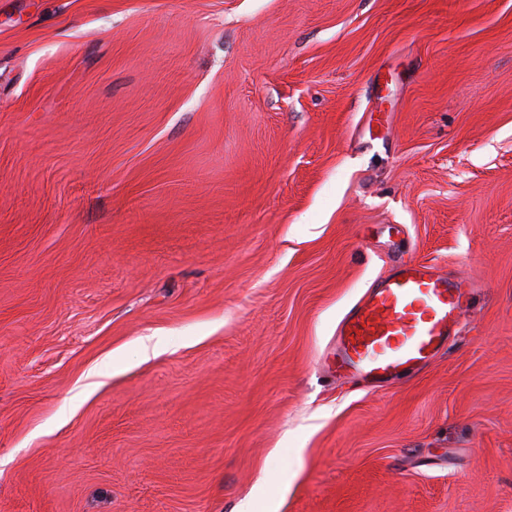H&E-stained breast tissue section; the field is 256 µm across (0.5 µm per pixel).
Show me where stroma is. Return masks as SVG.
I'll return each mask as SVG.
<instances>
[{
  "label": "stroma",
  "instance_id": "stroma-1",
  "mask_svg": "<svg viewBox=\"0 0 512 512\" xmlns=\"http://www.w3.org/2000/svg\"><path fill=\"white\" fill-rule=\"evenodd\" d=\"M413 260L457 335L336 378ZM246 501L512 512V0H0V512ZM471 292L465 279L435 265H402L339 322L336 373L377 385L422 367L457 334Z\"/></svg>",
  "mask_w": 512,
  "mask_h": 512
}]
</instances>
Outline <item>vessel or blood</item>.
Returning a JSON list of instances; mask_svg holds the SVG:
<instances>
[{"label":"vessel or blood","instance_id":"1","mask_svg":"<svg viewBox=\"0 0 512 512\" xmlns=\"http://www.w3.org/2000/svg\"><path fill=\"white\" fill-rule=\"evenodd\" d=\"M471 292L465 279L434 265H402L339 322L337 370L377 385L422 367L456 335Z\"/></svg>","mask_w":512,"mask_h":512}]
</instances>
